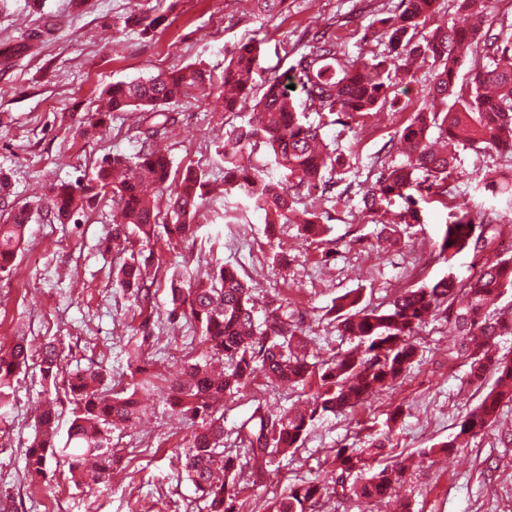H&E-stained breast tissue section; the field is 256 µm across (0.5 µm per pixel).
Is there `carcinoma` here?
<instances>
[{"instance_id":"carcinoma-1","label":"carcinoma","mask_w":512,"mask_h":512,"mask_svg":"<svg viewBox=\"0 0 512 512\" xmlns=\"http://www.w3.org/2000/svg\"><path fill=\"white\" fill-rule=\"evenodd\" d=\"M435 2L401 0L402 9L381 20L384 51L380 55L343 63L336 42L328 38L316 50L296 56L289 71L300 80L299 102L280 77L264 81L262 95L254 103L256 124L232 130L221 155L224 193L238 194L264 213L267 237L274 236L281 224H298L307 235H322L325 227L320 214L297 208L290 190L324 193L331 188L336 169L348 163L343 153L325 142L322 126L306 120L305 112L349 116L378 112L388 102L393 79L412 78L419 59L430 61L433 68L428 105L398 131L395 146L404 160L393 164L377 158L362 191L364 210L373 223L382 226L385 241L397 233L394 225L385 222L393 200L404 203L398 223L420 224L419 201L448 195V175L456 166L458 145H480L512 155V24H501L492 34L499 0H457L458 9L470 22L460 27L437 26L424 34ZM474 46L482 50L472 57L467 81L459 86L457 72L466 51ZM261 69L262 49L248 39L235 47L218 82L211 72L186 66L112 84L90 113L89 125H105L114 112L139 111L144 128L138 155L132 160L123 155L105 157L85 182L55 186L40 217L68 221L107 194L115 212L112 238H150L158 227L157 195L171 175L170 159L154 149V140L172 119L170 105L193 91L211 90L215 106L237 112L253 99L255 76ZM434 129L445 142L439 149L431 141ZM245 152L271 154L281 178H271L262 162L245 168L240 163ZM480 183L492 203L476 214L465 203L453 205L441 239L435 243L438 258L449 265L459 254L478 249L483 233L494 224L498 207L512 210V172H487ZM203 188L202 176L186 171L168 202L175 218V223L165 225L168 237L182 238L191 232L188 220L200 215ZM33 216L27 205L12 207L0 223V272L13 269ZM117 278L132 292L140 311L151 306L155 275L148 261L125 262ZM184 282L189 287H181ZM511 287L512 257L488 261L464 281L450 274L429 285L407 288L383 309L362 304L359 292H346L334 300L332 311L341 335L358 340L365 346L364 354L350 349L315 370L307 361L306 340L292 315L279 306L259 318L250 287L234 268L218 265L204 277L186 266L174 269L168 320L195 324L201 330L199 344L225 361L224 373L218 375L204 359L188 363L182 378L169 379L163 387L176 414L190 420L206 417L190 435L181 469L208 512H236L239 495L237 461L222 449L223 417L212 411L224 395L239 392L259 376L269 383L291 384L318 374L322 391L307 409L273 417L257 407L239 427L237 437L258 473L277 456L299 447L315 416L362 404L409 371L417 357L409 338L438 311L456 327L459 352L469 363L470 383L481 388L488 376L495 377L477 407L459 423L458 433L442 447L456 448L459 441L476 437L496 420L503 404L512 401V359L496 354V338L512 333V312H489V305ZM31 360L37 362L44 380L54 381L61 373L60 353L51 341L35 351L23 335L15 336L7 346L0 344L1 420L12 403L13 381ZM152 387L151 381L143 380L129 391L112 394L104 389L102 371L78 372L77 380L68 384L74 408L67 441L64 447H56L58 411L48 399L25 449L27 475L33 481H44L52 461L62 458L76 485L91 489L108 482L120 463L119 452L112 448V432L135 420L138 389ZM390 447L392 432L388 431L371 438L368 447L359 451L338 449L335 483L345 486L346 477L370 469V462L386 455ZM403 471L397 463L386 464L349 489L369 502H385L393 498ZM324 490L319 482L295 483L275 499L270 512H319Z\"/></svg>"}]
</instances>
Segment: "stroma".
<instances>
[{
    "mask_svg": "<svg viewBox=\"0 0 512 512\" xmlns=\"http://www.w3.org/2000/svg\"><path fill=\"white\" fill-rule=\"evenodd\" d=\"M399 5L400 0H285L268 16L254 10L252 0H84L79 8L73 0H42L38 9L33 0H0V56L12 57L9 67L0 66V174L9 182V203L46 204L54 184L87 178L104 156L138 151L140 112L113 113L97 130L85 125L112 83L199 64L218 75L236 45L253 38L262 43L267 75L284 76L291 85L296 78L289 67L295 54L311 50L313 33H332L341 57L368 58L383 49L379 19ZM140 13L162 21L146 32L126 26V18ZM431 75L421 66L411 81L394 87L391 104L380 112L344 115L324 125V139L335 141L351 160L335 175L336 197L303 199L321 213L328 227L323 237L303 235L299 225L290 224L267 240L263 213L248 208L244 198L225 197L224 162L216 152L226 130L247 124L250 107L220 112L199 92L183 99L158 144L172 163L167 193L176 191L189 168L203 173L208 184L193 234L169 240L164 226L170 217L163 211L150 240L118 251L107 241L112 206L104 199L74 223L34 221L14 270L0 274V343L18 331L35 348L55 342L63 375L97 367L116 389L133 387L147 372L175 377L206 350L197 342L199 328L167 318L172 271L179 264L202 272L223 263L240 271L260 311L288 304L309 339V362L320 364L354 345L336 328L331 307L339 295L354 291L364 303L386 304L403 289L450 272L468 278L475 256L459 255L449 265L438 259L435 243L454 202L484 203L481 176L512 166V156L460 150L447 197L423 202L422 223L401 225L394 245L378 241L380 228L361 202L370 163L422 108ZM278 250L288 255L287 270L274 261ZM134 252L149 258L156 271L154 310L147 319L116 278ZM133 335L142 346L141 366L125 355ZM413 342L419 362L403 378L362 407L316 418L300 447L258 475L247 464L237 429L255 408L276 413L312 400L318 381L289 385L258 378L225 396L224 451L244 464L240 498L248 512H268L288 484L314 479L329 483L320 512H394L397 502L370 503L330 481L337 449L363 447L369 436L388 430L390 462L408 463L397 501H405L410 512H512V403L483 436L441 451L480 393L468 381L466 360L443 316L430 319ZM14 387L12 412L0 432V495L12 498L15 512H200L195 488L177 461L192 427L172 413L164 394L150 392L135 423L113 433L123 463L109 483L90 490L75 485L63 463L45 484L29 482L24 450L34 434L36 405L55 401L63 433L72 405L65 383L48 385L35 366L24 369Z\"/></svg>",
    "mask_w": 512,
    "mask_h": 512,
    "instance_id": "1",
    "label": "stroma"
}]
</instances>
